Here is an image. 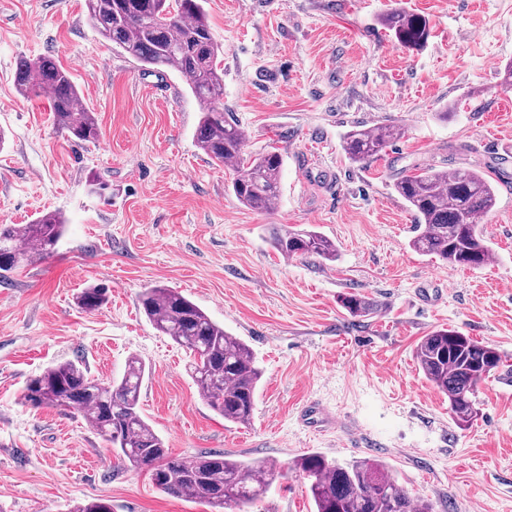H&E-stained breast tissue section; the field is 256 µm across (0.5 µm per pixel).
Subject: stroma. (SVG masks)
I'll use <instances>...</instances> for the list:
<instances>
[{
  "label": "stroma",
  "instance_id": "obj_1",
  "mask_svg": "<svg viewBox=\"0 0 512 512\" xmlns=\"http://www.w3.org/2000/svg\"><path fill=\"white\" fill-rule=\"evenodd\" d=\"M399 7L427 22L402 43L381 17ZM224 54V110L245 152L284 160L276 206L259 212L231 190L233 171L194 139L200 112L185 82L141 63L93 28L85 0H0V224L62 212L48 256L0 280V512H71L103 499L112 512H209L159 490L112 452L80 413L22 404L31 376L82 363L101 381L129 358L146 365L140 409L175 457L221 453L277 463L250 512H314L300 457L385 462L435 512H512V377L476 394L455 425L448 399L419 369L423 336L454 328L512 366V0H206ZM67 69L95 113L98 142L54 125L47 98L14 86L19 58ZM401 134L366 163L341 143L356 126ZM415 166L484 170L496 205L478 230L486 266L450 268L409 245L414 216L393 183ZM107 185L92 193L89 180ZM283 224L334 241L335 260L286 259ZM161 284L245 342L263 371L254 418L224 421L189 376V357L145 318L139 295ZM89 286L108 302H76ZM344 294L374 311L350 316ZM324 406L333 426L299 418Z\"/></svg>",
  "mask_w": 512,
  "mask_h": 512
}]
</instances>
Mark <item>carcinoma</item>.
Here are the masks:
<instances>
[{"label": "carcinoma", "mask_w": 512, "mask_h": 512, "mask_svg": "<svg viewBox=\"0 0 512 512\" xmlns=\"http://www.w3.org/2000/svg\"><path fill=\"white\" fill-rule=\"evenodd\" d=\"M98 33L139 61L147 71L179 73L201 112L194 133L198 147L214 162L234 169L232 191L244 206L268 211L279 199L283 158L276 151L249 155L238 124L217 108L224 99V70L218 67L222 47L208 22L204 0H86ZM396 37L417 44L428 35L420 18L393 9L383 18ZM17 92L26 98L47 96L56 127L79 142L100 136L97 119L83 103L70 74L53 58H22L14 73ZM399 134L381 125L356 129L342 149L353 162L377 156ZM393 187L415 216L410 247L450 267L479 269L490 249L478 232L477 219L496 204L494 185L477 168L451 172L434 167L402 173ZM66 229L59 213L46 212L22 228L0 224V278L33 257L54 251ZM272 245L283 257L336 259V245L314 230L286 225L275 228ZM87 311L101 308L107 289L93 286L77 296ZM143 313L154 328L189 354V374L209 406L224 420L248 425L262 370L253 352L180 292L156 285L140 295ZM342 307L351 315L370 314L365 298L346 295ZM424 376L448 396L449 412L459 426L477 416L472 396L478 386L504 367L501 353L455 329L442 328L423 337L415 349ZM146 375L137 357L128 360L121 378L108 384L91 377L78 362H61L27 382L21 401L33 407L74 410L112 451L131 466L150 474L163 492L203 503L212 512H238L261 500L278 475L274 463L235 460L222 454L175 458L142 416L139 396ZM296 467L312 478L315 512H434L433 504L402 486L392 470L374 460L341 464L319 454L299 458Z\"/></svg>", "instance_id": "obj_1"}]
</instances>
